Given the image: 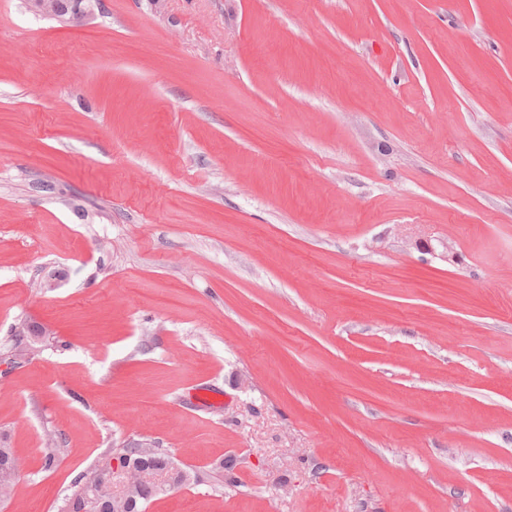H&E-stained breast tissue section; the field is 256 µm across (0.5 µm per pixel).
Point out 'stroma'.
<instances>
[{"mask_svg":"<svg viewBox=\"0 0 512 512\" xmlns=\"http://www.w3.org/2000/svg\"><path fill=\"white\" fill-rule=\"evenodd\" d=\"M0 438V512H512V0H0ZM35 12L54 17L69 16L71 19H80L93 11L96 0H74L67 5L62 0H31L29 1ZM131 462H140L139 457L131 454L130 460L128 454H112L105 465L101 468V483L91 485V492L96 496L99 490L109 491L112 495L114 493V483L118 482L125 491L132 487L141 486L136 488L131 494L132 500L129 503L127 510L121 512H145L148 503L159 494L166 492L163 486L145 485L150 483L159 482L158 472L148 466L141 465L134 467ZM95 472H92L90 476H87L85 481L79 486V488L69 497L66 508L67 512H80V509H85V512H116L112 510V497H104L99 498L95 502H88L83 504L80 499L81 491L85 489V486L91 481V479L96 475Z\"/></svg>","mask_w":512,"mask_h":512,"instance_id":"stroma-1","label":"stroma"}]
</instances>
